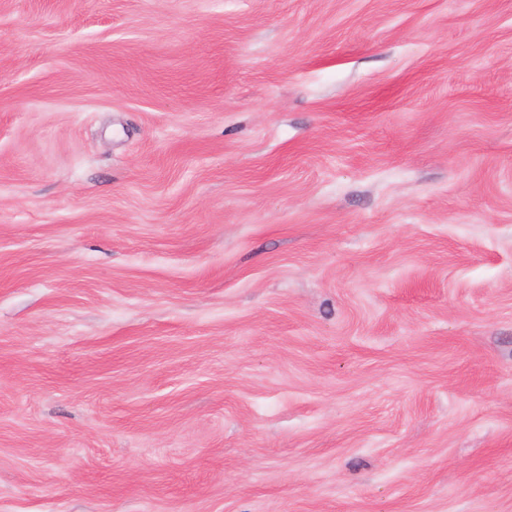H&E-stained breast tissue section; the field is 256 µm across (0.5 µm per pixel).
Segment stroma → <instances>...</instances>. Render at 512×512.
Listing matches in <instances>:
<instances>
[{
	"label": "stroma",
	"mask_w": 512,
	"mask_h": 512,
	"mask_svg": "<svg viewBox=\"0 0 512 512\" xmlns=\"http://www.w3.org/2000/svg\"><path fill=\"white\" fill-rule=\"evenodd\" d=\"M0 512H512V0H0Z\"/></svg>",
	"instance_id": "35a3bbf8"
}]
</instances>
